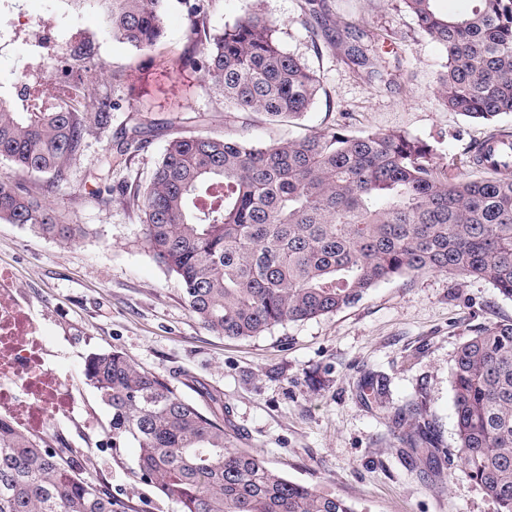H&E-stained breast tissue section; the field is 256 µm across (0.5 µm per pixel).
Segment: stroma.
<instances>
[{
	"mask_svg": "<svg viewBox=\"0 0 512 512\" xmlns=\"http://www.w3.org/2000/svg\"><path fill=\"white\" fill-rule=\"evenodd\" d=\"M334 18L378 39L383 80L316 50L299 18L303 0H262L282 48L317 72L322 89L305 116L271 123L262 112L228 109L192 71L166 73L174 54L205 47L191 31L184 0H167L162 41L138 51L104 33L100 16L75 0H16L18 10L78 31L95 46L102 69L79 74L87 98L112 90V130L153 129L145 148L113 154L112 176L95 179L107 138L91 134L54 193L27 189L86 238L61 243L29 227L0 222V267L18 281L75 396L71 412L51 419L44 444L62 450L85 479L106 485L129 512H180L178 503L141 479L134 444L116 448L111 414L84 373L89 354L120 349L179 385L190 374L218 392L236 447L263 457L288 479L336 493L359 512H497L494 500L456 458L429 463L398 438L425 426L437 448L456 446L450 382L459 345L474 328L512 319V300L487 281L441 272L409 273L370 289L339 312L278 325L235 340L204 329L187 309L176 275L153 256L135 201L174 132L245 137L269 144L344 124L358 133L403 130L430 144L448 174L491 129L512 133V113L487 126L446 110L437 94L445 63L403 0H323ZM121 85H114V78ZM384 384L374 400L371 381Z\"/></svg>",
	"mask_w": 512,
	"mask_h": 512,
	"instance_id": "stroma-1",
	"label": "stroma"
}]
</instances>
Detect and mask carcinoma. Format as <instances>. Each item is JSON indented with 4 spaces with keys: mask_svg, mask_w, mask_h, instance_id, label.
Wrapping results in <instances>:
<instances>
[{
    "mask_svg": "<svg viewBox=\"0 0 512 512\" xmlns=\"http://www.w3.org/2000/svg\"><path fill=\"white\" fill-rule=\"evenodd\" d=\"M102 10L105 30L137 50L164 36V0H82ZM310 5L303 23L347 64L377 76L385 58L350 23L339 26ZM437 0H403L420 32L444 51L442 106L495 123L512 113V0H469L443 14ZM190 68L237 112L298 119L314 103L320 77L286 52L277 30L253 7L208 35L203 50L171 62ZM118 103L109 93L90 107L74 100L14 112L0 97V158L23 175L66 181L86 139L106 132ZM142 224L153 256L174 272L198 323L228 338L336 313L376 284L420 272L491 283L512 299V166L450 178L433 148L401 130L327 132L256 146L243 138L176 134L143 193ZM0 221L53 240L86 238L12 179L0 178ZM85 374L111 410L112 447L132 442L141 477L174 498L180 512H355L345 499L288 479L232 444L224 401L182 398L170 381L125 352L91 354ZM455 455L469 477L512 512V319L480 326L458 347L451 370ZM430 457L422 427L407 436ZM72 461L0 424V512H127Z\"/></svg>",
    "mask_w": 512,
    "mask_h": 512,
    "instance_id": "1",
    "label": "carcinoma"
}]
</instances>
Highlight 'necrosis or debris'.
Listing matches in <instances>:
<instances>
[{
    "instance_id": "obj_1",
    "label": "necrosis or debris",
    "mask_w": 512,
    "mask_h": 512,
    "mask_svg": "<svg viewBox=\"0 0 512 512\" xmlns=\"http://www.w3.org/2000/svg\"><path fill=\"white\" fill-rule=\"evenodd\" d=\"M11 28L18 36L31 34L38 50L21 75L23 89L58 100L55 63L68 57L70 46L82 44V37L74 33L68 42H59L54 25L21 12ZM73 405L68 381L50 368L41 329L22 290L10 273L0 269V423L33 438L52 416Z\"/></svg>"
}]
</instances>
